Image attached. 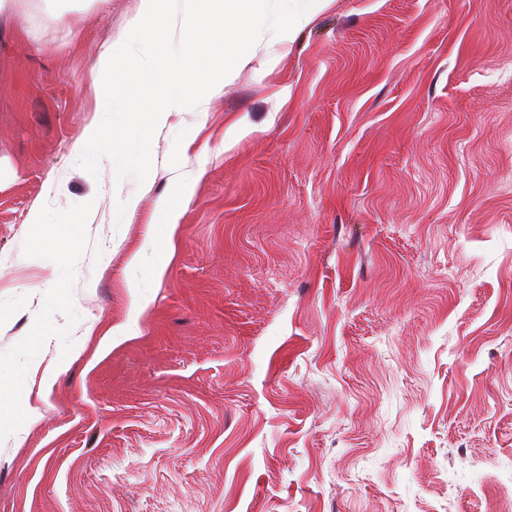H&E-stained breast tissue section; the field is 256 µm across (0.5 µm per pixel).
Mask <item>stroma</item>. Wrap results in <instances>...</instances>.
<instances>
[{"instance_id": "35a3bbf8", "label": "stroma", "mask_w": 512, "mask_h": 512, "mask_svg": "<svg viewBox=\"0 0 512 512\" xmlns=\"http://www.w3.org/2000/svg\"><path fill=\"white\" fill-rule=\"evenodd\" d=\"M15 4L42 29L0 16V512H512V0H335L261 36L140 186L78 165L139 0ZM181 194L178 201L171 197L160 200L157 208V217L154 223L163 224V236L172 244L179 227V220L183 209V201L188 190V183L180 185ZM168 262L157 257L156 237L148 236L141 248L133 255L129 263V275L126 288L130 297L133 313L140 314L148 305V298L143 292L141 275L148 271L155 281H161L166 272Z\"/></svg>"}]
</instances>
